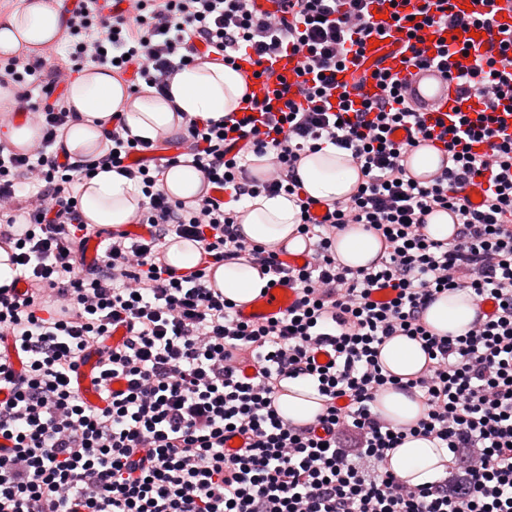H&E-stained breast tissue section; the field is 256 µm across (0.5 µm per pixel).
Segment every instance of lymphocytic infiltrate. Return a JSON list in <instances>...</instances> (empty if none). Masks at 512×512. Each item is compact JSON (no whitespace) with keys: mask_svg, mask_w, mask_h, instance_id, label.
<instances>
[{"mask_svg":"<svg viewBox=\"0 0 512 512\" xmlns=\"http://www.w3.org/2000/svg\"><path fill=\"white\" fill-rule=\"evenodd\" d=\"M372 0H280V13L249 0H128L105 21L97 0L69 12L70 62L0 61L15 113H28L38 137L25 151L0 147V243L17 250L14 285L0 287V336L23 360L0 355V512H512V139L498 117L452 120L440 138L439 168L410 175L396 130L423 125L410 78L379 77L381 91L360 102L337 93L348 55L362 54L374 28ZM198 39L216 61L251 55L275 86L267 62L303 54L300 101H241L224 120L186 118L171 138L176 155L153 141L125 138L122 116L103 126L105 148L73 166L54 145L77 118L63 104L40 106L25 88L45 80L53 93L86 64L137 68L131 93H166L173 75L196 61ZM417 70L438 68L461 98L505 103L512 112V55L473 57L467 48L411 46ZM237 153H230L231 145ZM335 147L361 180L345 201L311 214L298 175L304 155ZM135 152L148 162L132 164ZM265 158L262 176L251 173ZM204 178L191 201L159 183L181 159ZM132 180L145 197L136 216L148 234L110 232L98 263L78 256L91 236L74 187L96 169ZM488 182L480 205L466 190ZM287 196L300 209L299 233L312 248L300 267L279 249L245 237L235 202ZM452 214L451 241L426 233L428 217ZM357 224L375 234L383 256L351 270L338 262L336 237ZM196 243L203 264L185 272L166 262L168 239ZM248 259L272 280L294 285L286 313L241 320L212 287L209 265ZM25 291H17V283ZM391 289L388 301L372 293ZM443 291L493 301L495 313L460 336L431 332L427 308ZM127 334L105 346L116 326ZM418 340L425 369L402 382L384 374L380 347ZM96 356L104 403L86 404L73 385L81 361ZM301 378L324 398L315 424L281 418L282 383ZM416 395L425 413L395 427L374 410L387 387ZM448 449L462 492L447 479L411 487L384 462L410 436ZM241 437L229 453L226 440Z\"/></svg>","mask_w":512,"mask_h":512,"instance_id":"1","label":"lymphocytic infiltrate"}]
</instances>
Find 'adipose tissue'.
<instances>
[{"mask_svg":"<svg viewBox=\"0 0 512 512\" xmlns=\"http://www.w3.org/2000/svg\"><path fill=\"white\" fill-rule=\"evenodd\" d=\"M63 31L60 0H23L21 6L0 14V55H43L61 41ZM245 90L241 74L207 59L178 71L166 98L147 86L140 94H130L111 68L94 67L81 73L67 90L66 106L78 119L59 136L56 146L80 165L101 153L102 125L113 114L124 117L131 136L154 140L176 134L184 115L219 120L237 111ZM298 174L307 195L327 202L348 198L359 180L346 153L332 147L303 158ZM80 191L83 218L97 226L117 229L133 223L143 203L133 183L113 171L97 172L83 181ZM236 208L244 213L241 228L249 239L283 244L291 251L304 249L296 224L299 208L285 196L247 197ZM335 253L342 265L358 269L378 260L383 248L374 234L354 224L337 237ZM212 280L227 300L237 304L257 297L267 283L257 266L243 259L215 267ZM475 317L472 300L461 291L439 296L425 313L427 325L440 335L464 333ZM379 362L384 373L405 380L417 376L428 358L418 341L395 336L381 347ZM284 387L275 401L279 415L298 423L313 422L323 409L316 389L302 379L286 380ZM375 406L380 417L396 427L414 424L424 413L418 400L390 387L379 393ZM449 462L448 450L423 436L407 437L388 453L389 469L411 486L444 476Z\"/></svg>","mask_w":512,"mask_h":512,"instance_id":"1","label":"adipose tissue"}]
</instances>
